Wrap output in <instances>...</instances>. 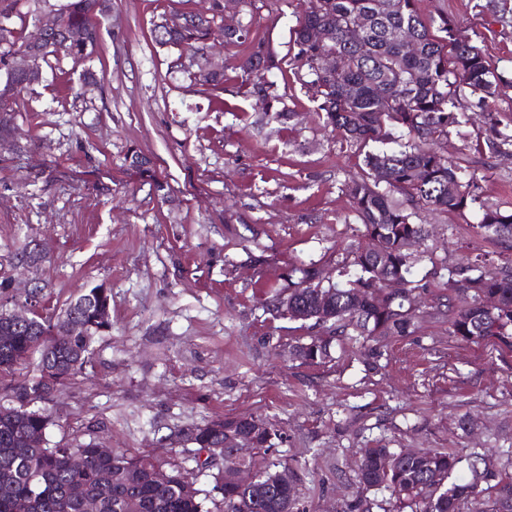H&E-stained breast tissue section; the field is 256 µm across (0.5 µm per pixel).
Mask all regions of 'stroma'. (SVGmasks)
Returning <instances> with one entry per match:
<instances>
[{
	"instance_id": "obj_1",
	"label": "stroma",
	"mask_w": 512,
	"mask_h": 512,
	"mask_svg": "<svg viewBox=\"0 0 512 512\" xmlns=\"http://www.w3.org/2000/svg\"><path fill=\"white\" fill-rule=\"evenodd\" d=\"M203 0H112L96 55L43 67L10 113L0 141V279L17 293L43 289L56 310L86 286L111 293L112 331L97 339L85 374L46 409L50 444L92 442L149 455L181 469L212 497L174 431L252 414L278 429L279 458L296 467L300 512H342L358 495L360 449L478 451L512 475V359L453 341L420 313L410 336L382 341L379 370L367 348L321 366L295 359L299 330L265 305L289 262L337 260L360 238L347 223L345 182L363 173L357 147L321 127L314 104L289 84L292 128L262 125L255 99L223 93L170 70L172 55L150 39L160 15ZM243 0L254 38L279 59L293 55L300 4ZM424 16L447 17L505 76L495 101L512 131V0H420ZM92 80H84V71ZM488 136L482 122L449 135L450 159L480 178L479 202L512 203V146L464 148ZM148 168L131 167V152ZM165 192H157V184ZM428 246L455 261L474 244L463 214L422 212ZM40 244L36 269L13 262ZM470 417L460 428L461 417Z\"/></svg>"
}]
</instances>
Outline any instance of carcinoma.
Returning <instances> with one entry per match:
<instances>
[{"mask_svg": "<svg viewBox=\"0 0 512 512\" xmlns=\"http://www.w3.org/2000/svg\"><path fill=\"white\" fill-rule=\"evenodd\" d=\"M20 0H0V18L10 25L0 36V70L15 52L28 49V38L13 27L21 17ZM295 16L294 67L291 75L311 93L319 122L347 142L364 150V174L345 184L350 217L362 226L361 238L349 245L336 262V277L323 279L324 265L299 260L288 265L285 285L271 299L277 317L299 324L304 335L291 345V354L310 366L333 360V344L349 341L365 345L383 336L414 332L416 298L429 297L434 314L448 324V335L489 346L499 356L512 354V209L487 206L470 229L478 241L497 248V258L475 248L464 260L448 262L430 251L428 225L419 223L422 211L462 213L476 202L478 177L448 158V135L475 121L460 107L471 97L482 109L485 123L495 125V97L500 78L482 50L456 37V24L426 20L419 0H302ZM109 10L108 0H68L57 10L58 30L50 35L52 48L41 62L67 59L74 64L93 57L100 28L94 16ZM220 0H213L208 18L193 12H174L183 25H154L151 40L174 46L177 55L202 56L223 45H247V53L233 73L226 71L189 78L213 90L232 82L248 97L264 98L269 123L285 125L296 112L285 104L278 81L288 84L281 60L265 41L250 39L251 22L220 32L216 19ZM364 18L363 35L352 30ZM332 27L323 42L307 38L308 28ZM70 28L85 32L76 45H60ZM334 57L328 74L316 61ZM281 79H276V75ZM29 85L6 76L0 83V106L13 103ZM396 281L392 290L387 282ZM288 297V311L281 309ZM79 297L87 299L82 315L92 325L90 337L73 336L61 343L50 338L53 315L36 312L32 330L14 331L0 341V512H14L20 501L30 512H84L70 495L80 486L98 502V512H210L196 488L187 490L179 469L148 456L103 454L93 443L49 446L52 425L46 410L34 407L51 400L90 363L93 339L112 326L94 321V305L111 300L108 289L95 285ZM493 304H487V299ZM176 441L193 445L196 453L213 452L216 439L228 441L224 466H244L258 474L256 483L241 489L212 474L214 491L221 495L220 512H293L297 496L288 463L270 459L283 442L277 430L252 415L217 419L174 434ZM84 457L82 468L71 465ZM462 459L445 448L404 452L395 448L361 450L358 482L364 490H383L395 512H464L465 502L485 492L494 494L491 512H512V478L485 464L474 452L461 473ZM484 467H479V464Z\"/></svg>", "mask_w": 512, "mask_h": 512, "instance_id": "obj_1", "label": "carcinoma"}]
</instances>
